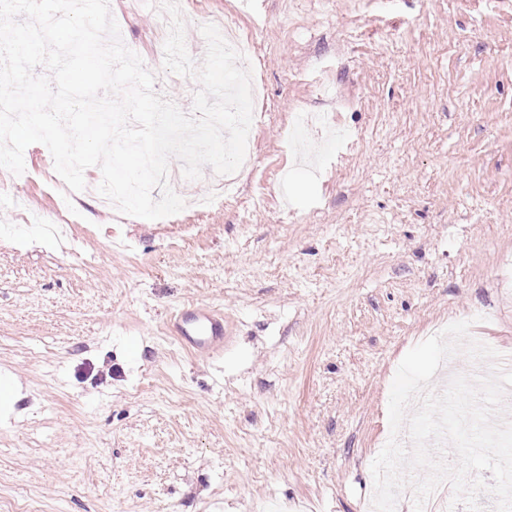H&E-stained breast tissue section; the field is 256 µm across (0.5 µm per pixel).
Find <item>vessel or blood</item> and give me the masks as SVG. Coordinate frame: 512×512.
<instances>
[{
	"mask_svg": "<svg viewBox=\"0 0 512 512\" xmlns=\"http://www.w3.org/2000/svg\"><path fill=\"white\" fill-rule=\"evenodd\" d=\"M171 331L184 346L211 354L224 342V316L211 307L189 304L176 312Z\"/></svg>",
	"mask_w": 512,
	"mask_h": 512,
	"instance_id": "obj_1",
	"label": "vessel or blood"
}]
</instances>
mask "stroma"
Returning <instances> with one entry per match:
<instances>
[{
  "label": "stroma",
  "instance_id": "35a3bbf8",
  "mask_svg": "<svg viewBox=\"0 0 512 512\" xmlns=\"http://www.w3.org/2000/svg\"><path fill=\"white\" fill-rule=\"evenodd\" d=\"M155 88L160 21L109 0ZM253 36L266 110L234 199L60 238L40 143L0 179V499L39 512H360L392 381L434 325L512 350V0H180ZM332 113L326 128L309 122ZM224 315L219 354L169 332Z\"/></svg>",
  "mask_w": 512,
  "mask_h": 512
}]
</instances>
